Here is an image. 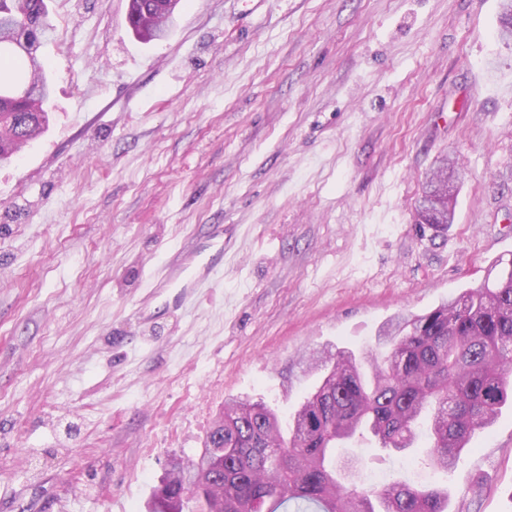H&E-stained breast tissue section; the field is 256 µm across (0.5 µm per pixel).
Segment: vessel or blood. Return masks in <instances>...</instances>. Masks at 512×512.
Wrapping results in <instances>:
<instances>
[{"mask_svg": "<svg viewBox=\"0 0 512 512\" xmlns=\"http://www.w3.org/2000/svg\"><path fill=\"white\" fill-rule=\"evenodd\" d=\"M224 253V227L217 224L205 238L180 249L147 287L153 296L161 298L163 307L191 306L222 280Z\"/></svg>", "mask_w": 512, "mask_h": 512, "instance_id": "obj_1", "label": "vessel or blood"}]
</instances>
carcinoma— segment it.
Here are the masks:
<instances>
[{"label":"carcinoma","mask_w":512,"mask_h":512,"mask_svg":"<svg viewBox=\"0 0 512 512\" xmlns=\"http://www.w3.org/2000/svg\"><path fill=\"white\" fill-rule=\"evenodd\" d=\"M137 17L169 29L163 0H134ZM46 0H26L21 13L0 0V117L12 140L26 144L46 112H30L50 97L39 50L51 33ZM498 38L512 42V0H502ZM459 168L440 161L414 204V221L435 229L454 223L451 201ZM330 370L288 419L248 399L224 402L221 423L208 434L209 476L196 495L210 512H447L448 489L393 478L359 491L348 479L353 460H336L345 441L372 437L379 447L423 453L428 465L451 469L472 436L490 428L512 398V269L493 284L461 292L434 310L400 315L359 352L336 348L317 357ZM185 469L172 465L153 492L152 512H168L185 492Z\"/></svg>","instance_id":"1"}]
</instances>
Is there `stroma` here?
Wrapping results in <instances>:
<instances>
[{"instance_id": "obj_1", "label": "stroma", "mask_w": 512, "mask_h": 512, "mask_svg": "<svg viewBox=\"0 0 512 512\" xmlns=\"http://www.w3.org/2000/svg\"><path fill=\"white\" fill-rule=\"evenodd\" d=\"M47 130L0 167V512H146L230 397L288 418L313 350H360L512 268V46L500 0H182L160 41L128 0H50ZM455 221L413 206L444 157ZM224 227L211 296L144 283ZM360 474L512 512V405L449 473L374 445Z\"/></svg>"}]
</instances>
